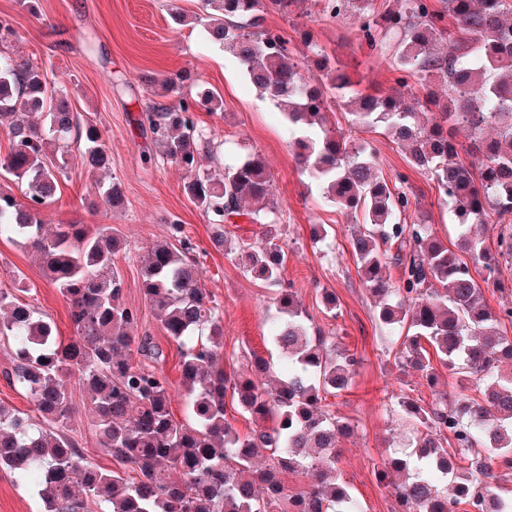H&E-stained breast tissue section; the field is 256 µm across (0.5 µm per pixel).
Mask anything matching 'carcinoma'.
<instances>
[{
  "mask_svg": "<svg viewBox=\"0 0 512 512\" xmlns=\"http://www.w3.org/2000/svg\"><path fill=\"white\" fill-rule=\"evenodd\" d=\"M326 17L350 18L356 39L369 51L391 56L397 89L350 93L340 61L319 53L321 80L305 81L288 39L263 27L261 0H205L209 41L237 59L263 98L288 121V148L296 163L319 182L324 197L362 224L351 238L356 266L378 299L377 317L391 332L407 329L399 363L428 382L437 380L430 351L480 387L481 402L464 398L450 407L440 395L425 409L409 398L399 407L419 427L417 463L399 457L382 462L379 475L395 497L397 512H456L465 503L478 512H512V497L497 493L484 448L512 469V338L499 326L512 323V308L493 312L459 253L492 271L512 257V230L485 246L482 227L512 224V0H316ZM191 74L153 77L172 106L154 101L133 121L147 128L162 153L187 174L184 190L211 225L214 246L229 242L226 226L245 218L261 229L260 248L240 239L229 253L243 268L277 288L275 316L266 336L283 356L281 376L261 356L250 373L224 370V322L215 296L201 285L193 247L178 220L168 239L151 246L141 285L151 312L179 349L182 385L191 420L171 412L167 379L144 360L162 351L149 337L133 336L137 309L124 299L115 258L127 248L104 224L68 221L42 233L41 208L51 203L66 176L70 140L84 143L89 169H109L111 156L93 120L78 119L61 99L45 67L19 55L0 54V133L11 147L0 157V236L40 257L44 277L68 305L74 330L62 341L53 325L23 297L25 278L0 290V336L11 339V379L30 398L34 414L0 405V468L37 489L40 512H361L347 484L336 476L339 438L348 423L322 409L326 396L347 391L358 365L334 337L311 332L309 315L292 288L281 283L287 254L275 224L269 164L250 153L214 174V140L199 125V105L224 111V99L197 100L184 91ZM439 83L442 92L431 87ZM420 88L419 96L413 89ZM342 107L351 124L381 128L406 154L410 167L434 180L456 221L458 252L448 249L422 215L403 172L387 178L383 161L367 142H353L328 126L327 113ZM465 129L470 145L455 140ZM478 157L472 169L460 152ZM21 188V195L12 186ZM102 198L117 212L124 205L118 183ZM398 274L393 284L392 273ZM87 394L92 427L102 450L119 468L84 461L70 435L72 384ZM255 428L239 434L226 416V400ZM453 436L454 454L445 444ZM271 464L252 470L261 452ZM176 470L180 478L172 479ZM305 471L312 483L289 494L282 475Z\"/></svg>",
  "mask_w": 512,
  "mask_h": 512,
  "instance_id": "cac0c4a2",
  "label": "carcinoma"
}]
</instances>
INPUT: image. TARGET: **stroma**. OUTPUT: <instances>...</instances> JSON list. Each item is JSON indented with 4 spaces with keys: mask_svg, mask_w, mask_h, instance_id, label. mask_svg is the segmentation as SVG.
Returning a JSON list of instances; mask_svg holds the SVG:
<instances>
[{
    "mask_svg": "<svg viewBox=\"0 0 512 512\" xmlns=\"http://www.w3.org/2000/svg\"><path fill=\"white\" fill-rule=\"evenodd\" d=\"M180 7L190 23L176 26L172 7ZM298 22L285 19L271 7L261 15L266 28L287 36L302 73L317 82L312 59L315 50L334 55L347 72L354 89L365 94L394 87L388 60L371 54L354 39L346 20L318 14L313 0H298L293 8ZM208 13L202 0H39L37 13H29L20 0H0V19L16 31L12 41L0 43V52L19 54L45 65L56 86L64 89L79 116L94 119L104 133L112 155L107 173L88 171L83 147L72 144L67 176L59 183L54 202L42 208L45 232L73 219L106 224L124 238L130 249L117 269L126 302L140 312L137 335L150 336L163 351L157 365L171 386V410L176 420L187 417L179 355L152 314L141 288V260L156 241L167 236V222L178 219L194 247L202 282L220 303L224 314V368L243 371L251 353L268 356L265 344V309L273 289L253 277L233 257L215 250L203 213L184 191L186 173L167 159L152 139L139 135L129 118L155 96L147 91L151 77L190 71L193 95L210 91L224 98V112H196L199 124L212 131L225 164L249 153L262 154L269 163L277 206L280 243L288 255L282 280L296 291L313 328L334 334L340 346L355 354L359 364L348 393L327 397L326 411L350 422L353 433L343 443L336 473L361 502L363 512H395L389 488L376 473L383 459L398 452L412 454L416 435L406 423L391 416L399 397L429 406L437 394L449 403L480 399L474 385H463L460 374L436 364L437 387H429L418 372L396 362V349L381 337L375 316V299L366 289L355 264L351 236L355 221L328 202L315 180L296 166L288 151V122L245 79L236 60L204 40ZM312 41L304 43L300 33ZM384 162L385 172H408L419 207L429 217L435 234L447 245L455 235L438 186L417 170H409L401 149L378 133H365ZM119 182L125 195L122 212L104 206L101 185ZM324 225L328 236L314 240L313 225ZM23 275L35 291L29 302L53 323L58 336L73 335L67 304L57 288L42 275L37 255L25 245L0 238V289H9L15 275ZM336 297L335 313H328L325 294ZM73 436L87 462L114 468L112 458L99 448L89 425L87 396L74 389Z\"/></svg>",
    "mask_w": 512,
    "mask_h": 512,
    "instance_id": "35a3bbf8",
    "label": "stroma"
}]
</instances>
